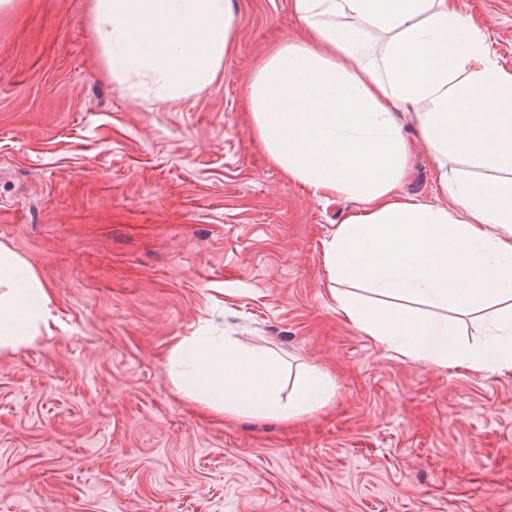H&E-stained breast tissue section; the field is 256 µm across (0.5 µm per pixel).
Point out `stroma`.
<instances>
[{"instance_id": "1", "label": "stroma", "mask_w": 512, "mask_h": 512, "mask_svg": "<svg viewBox=\"0 0 512 512\" xmlns=\"http://www.w3.org/2000/svg\"><path fill=\"white\" fill-rule=\"evenodd\" d=\"M512 69V0H455ZM238 39L176 101L106 63L91 0L0 7V245L52 295V336L0 357V512H512V372L433 368L338 311L324 243L358 200L289 183L243 112L300 25L232 0ZM403 196L443 198L425 147ZM213 327L312 365L332 402L216 419L166 370Z\"/></svg>"}]
</instances>
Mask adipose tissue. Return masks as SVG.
<instances>
[{"instance_id": "adipose-tissue-1", "label": "adipose tissue", "mask_w": 512, "mask_h": 512, "mask_svg": "<svg viewBox=\"0 0 512 512\" xmlns=\"http://www.w3.org/2000/svg\"><path fill=\"white\" fill-rule=\"evenodd\" d=\"M303 37L253 72L245 109L289 181L362 208L324 261L338 310L377 343L441 368L512 371V71L455 0H290ZM113 79L152 78L162 100L207 88L237 39L231 0H93ZM414 114L419 141L400 117ZM444 204L400 195L417 143ZM52 297L0 246V356L52 335ZM177 392L216 416L296 420L334 396L303 369L281 399L280 365L210 330L167 356Z\"/></svg>"}]
</instances>
